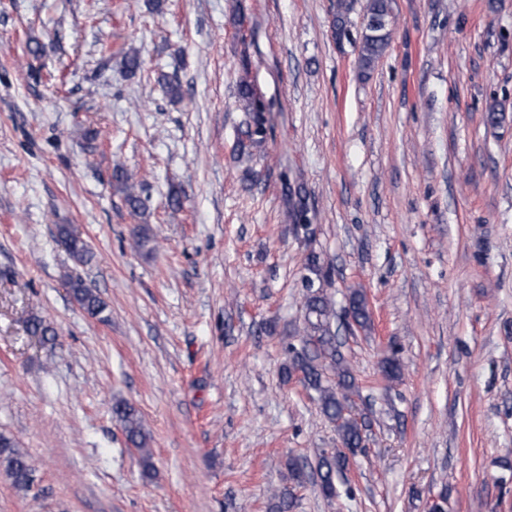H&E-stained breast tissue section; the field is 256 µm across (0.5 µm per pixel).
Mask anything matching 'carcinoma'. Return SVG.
Returning <instances> with one entry per match:
<instances>
[{
    "instance_id": "carcinoma-1",
    "label": "carcinoma",
    "mask_w": 512,
    "mask_h": 512,
    "mask_svg": "<svg viewBox=\"0 0 512 512\" xmlns=\"http://www.w3.org/2000/svg\"><path fill=\"white\" fill-rule=\"evenodd\" d=\"M355 4L356 0H337L332 28L335 35L358 46L359 74L364 77L389 46L393 7L392 0H366L364 25L355 34L350 20ZM243 69L244 76L239 79L235 92L237 106L243 112L236 149L239 158L250 160L265 147L269 119L259 109L255 85L249 77L250 63H244ZM112 182L133 213L144 212L142 184L133 173L116 163L112 167ZM288 201L294 223L309 217L305 188H288ZM59 234L71 257L80 262L87 258L89 245L84 239L73 236L65 227L60 228ZM304 270V280L308 285L300 347L292 345L288 348L284 370L287 378H298L306 390L314 393L321 414L336 427L340 447L330 453H322L317 463L321 491L326 497L333 498L336 496V477L348 469L347 452L360 448L367 440L372 419L367 414L353 412V398L358 393V385L331 329V320L335 316L334 300L323 288V280L329 273L328 266L320 254L311 251L305 258ZM71 290L75 301L89 317L101 322L107 320V306L97 294L80 281L72 282ZM348 305L358 329H369L372 315L364 292L351 290ZM28 330L45 342L54 340L56 336L54 329L40 318L31 319ZM380 373L384 379L393 381L401 374L400 363L394 357H387L381 362ZM112 413L121 423L128 442L140 453L144 466L151 467L152 452L139 411L129 403L119 401L112 406ZM0 472L20 492L30 491L34 484V469L28 456L6 436H0ZM271 499L274 500L272 512H288L293 507V494L287 489L273 492Z\"/></svg>"
}]
</instances>
